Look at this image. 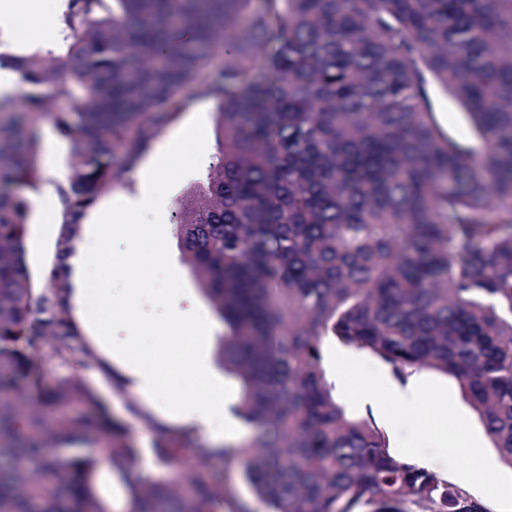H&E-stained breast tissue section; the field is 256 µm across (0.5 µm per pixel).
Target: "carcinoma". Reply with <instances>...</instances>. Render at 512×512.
Wrapping results in <instances>:
<instances>
[{
  "label": "carcinoma",
  "instance_id": "obj_1",
  "mask_svg": "<svg viewBox=\"0 0 512 512\" xmlns=\"http://www.w3.org/2000/svg\"><path fill=\"white\" fill-rule=\"evenodd\" d=\"M70 2L64 53L12 59L47 93L0 97V512H111L100 441L123 512H251L218 461L273 512H490L349 415L322 348L366 352L401 382L453 376L512 466V0ZM190 87L217 99L218 138L174 223L227 326L234 413L258 433L217 449L163 432L154 479L89 386L47 382L84 350L64 279L31 281L23 189L40 177L36 116L64 102L63 252ZM432 89L473 143L444 131ZM97 489L101 497L111 503L113 501L116 506L121 504L124 496L123 489L109 467H100L97 477Z\"/></svg>",
  "mask_w": 512,
  "mask_h": 512
}]
</instances>
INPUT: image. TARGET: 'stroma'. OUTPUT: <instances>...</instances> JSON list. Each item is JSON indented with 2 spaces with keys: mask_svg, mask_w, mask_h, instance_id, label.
Wrapping results in <instances>:
<instances>
[{
  "mask_svg": "<svg viewBox=\"0 0 512 512\" xmlns=\"http://www.w3.org/2000/svg\"><path fill=\"white\" fill-rule=\"evenodd\" d=\"M208 101V96L192 94L186 106L174 119L156 132L146 149L147 154H154L174 131L186 126L189 117L200 115L204 118L207 133V155L203 162L211 164L216 145V109L209 106ZM41 136V175L33 186L24 191L31 207L26 258L32 283L39 290L47 283L44 272L56 253L58 241L57 236L46 235L44 231V215L50 205L43 200L42 195L46 184H53L57 188L67 185L68 157L72 147L70 138L57 126L54 114L44 115ZM202 178L203 175L199 172L184 178L167 196L163 217L172 263L186 289L185 299L209 313L213 306L181 255L172 217L176 204ZM77 342L86 350V358L80 362L53 365V376L73 377L84 381L100 397L111 418L118 421L138 448H141L140 465L154 472L156 476H164V468L159 467L149 455V450L158 436L149 409L126 387L120 376L114 374L109 362L89 337L78 336ZM322 365L328 381L335 385L337 400L345 406L347 412L353 416L373 415L388 431L396 447L418 449L429 457L431 469L448 476L449 480L479 497H487L495 491L504 495L512 494V467L501 460L485 432L479 414L456 379L431 370L418 373L431 399L432 411L443 419L449 432L465 428L470 436L472 452L488 462L489 468L480 480L472 478L471 467L466 459L447 454L437 439L422 434L391 399L383 395L378 401L367 403L345 390L343 382L347 379L382 389L383 392L393 387L395 379L383 363L352 349L327 345L323 348Z\"/></svg>",
  "mask_w": 512,
  "mask_h": 512,
  "instance_id": "stroma-1",
  "label": "stroma"
}]
</instances>
